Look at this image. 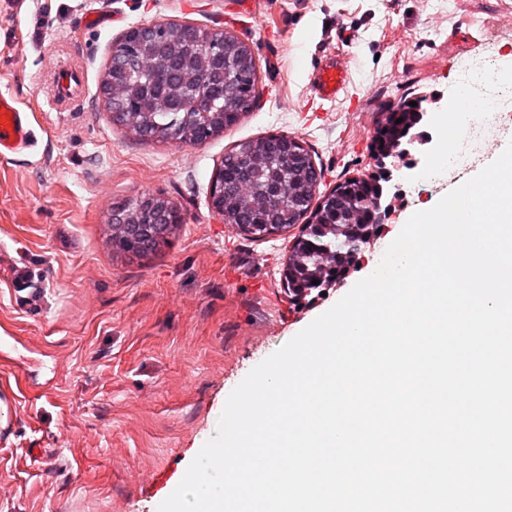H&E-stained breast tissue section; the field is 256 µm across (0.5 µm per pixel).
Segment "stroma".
Masks as SVG:
<instances>
[{
	"label": "stroma",
	"instance_id": "stroma-1",
	"mask_svg": "<svg viewBox=\"0 0 512 512\" xmlns=\"http://www.w3.org/2000/svg\"><path fill=\"white\" fill-rule=\"evenodd\" d=\"M122 23L90 28L89 11ZM227 30L250 45L258 99L237 125L201 144L137 140L99 93L113 43L154 22ZM335 54L352 101L312 104L309 75ZM86 77L68 112L51 84L60 58ZM489 56L512 74V0H0V92L34 112L32 148L0 160V336L22 343V379L0 458L14 475L0 512H157L140 474L173 458L189 465L215 437L231 391L257 364L330 309L379 265L407 219L497 158L512 137L416 195L402 178L395 215L364 250L365 265L316 303L281 284L290 233L253 238L209 206L232 145L298 137L321 168L319 193L374 169L382 112L418 95L450 112L463 61ZM149 193L183 222L161 251L112 246L121 203ZM25 271L16 289L11 273ZM47 449L44 457L27 456Z\"/></svg>",
	"mask_w": 512,
	"mask_h": 512
}]
</instances>
